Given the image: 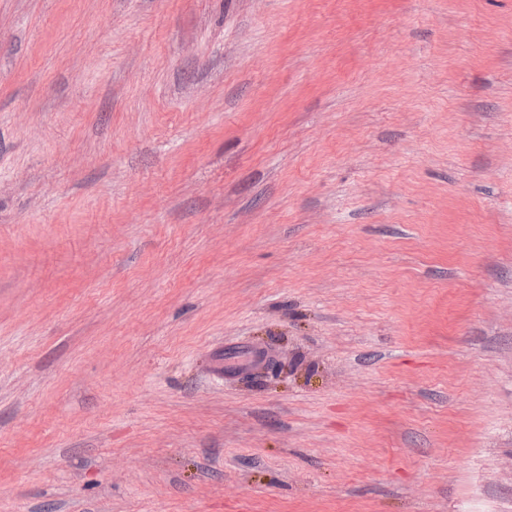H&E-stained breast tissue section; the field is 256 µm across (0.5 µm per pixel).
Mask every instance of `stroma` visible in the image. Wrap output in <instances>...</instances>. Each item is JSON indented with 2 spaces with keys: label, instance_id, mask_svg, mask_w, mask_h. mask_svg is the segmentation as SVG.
Listing matches in <instances>:
<instances>
[{
  "label": "stroma",
  "instance_id": "obj_1",
  "mask_svg": "<svg viewBox=\"0 0 512 512\" xmlns=\"http://www.w3.org/2000/svg\"><path fill=\"white\" fill-rule=\"evenodd\" d=\"M0 512H512V0H0Z\"/></svg>",
  "mask_w": 512,
  "mask_h": 512
}]
</instances>
